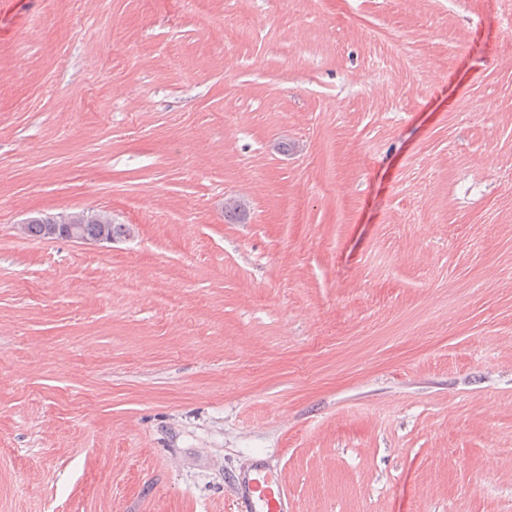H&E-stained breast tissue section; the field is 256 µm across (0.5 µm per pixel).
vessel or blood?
Segmentation results:
<instances>
[{"label":"vessel or blood","instance_id":"vessel-or-blood-1","mask_svg":"<svg viewBox=\"0 0 512 512\" xmlns=\"http://www.w3.org/2000/svg\"><path fill=\"white\" fill-rule=\"evenodd\" d=\"M234 496L237 512H288V494L276 469L258 462L241 469Z\"/></svg>","mask_w":512,"mask_h":512}]
</instances>
